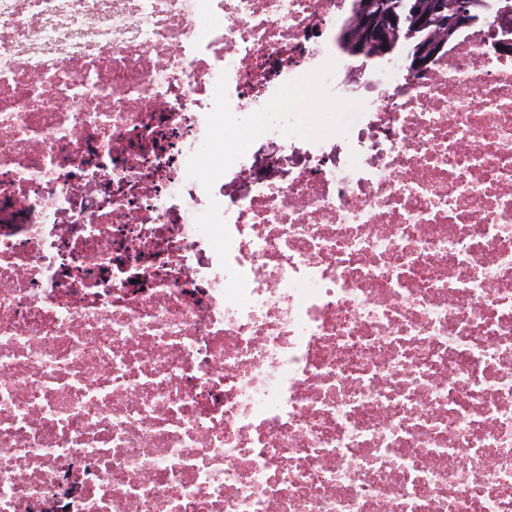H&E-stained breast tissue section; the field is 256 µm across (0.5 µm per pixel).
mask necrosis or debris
Returning <instances> with one entry per match:
<instances>
[{"label": "necrosis or debris", "instance_id": "4bbe7bcc", "mask_svg": "<svg viewBox=\"0 0 512 512\" xmlns=\"http://www.w3.org/2000/svg\"><path fill=\"white\" fill-rule=\"evenodd\" d=\"M344 0H0V512H512V47L187 176ZM216 200L222 268L197 215ZM241 273L247 301L224 292Z\"/></svg>", "mask_w": 512, "mask_h": 512}]
</instances>
